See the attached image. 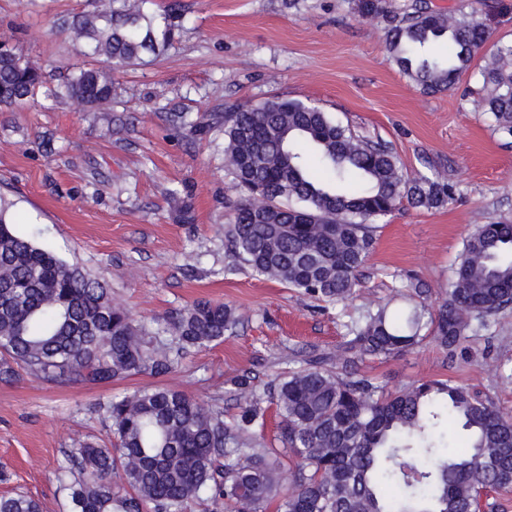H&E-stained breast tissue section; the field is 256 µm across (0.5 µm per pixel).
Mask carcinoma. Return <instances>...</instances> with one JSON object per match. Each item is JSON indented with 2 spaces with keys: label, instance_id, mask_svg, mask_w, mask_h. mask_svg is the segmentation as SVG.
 <instances>
[{
  "label": "carcinoma",
  "instance_id": "1",
  "mask_svg": "<svg viewBox=\"0 0 512 512\" xmlns=\"http://www.w3.org/2000/svg\"><path fill=\"white\" fill-rule=\"evenodd\" d=\"M147 0H104L93 11L57 19L99 67H74L48 84L9 37L0 38V107L80 101L112 124V81L121 68L157 54L173 38L145 9ZM385 23L386 49L399 71L428 93L453 89L488 40L472 15L410 0H360ZM448 43L445 58L430 53ZM474 109L512 136V41L481 71ZM224 125L225 169L240 190L226 235L235 259L253 273L332 303L356 296L375 223L402 201L448 203L440 173L411 175L382 141L362 139L320 108L271 99L233 104L211 118ZM512 308V221L476 224L435 305L388 313L370 304L332 372L313 357L267 391L237 382L240 413L230 422L175 387L138 389L103 405L113 447L70 450L77 476L61 479L70 512H183L190 500L224 501L225 512H480L482 496L512 487V415L450 380L414 382L388 392L359 373L367 357H389L430 340L448 356ZM232 308L198 301L171 321L183 348L221 339ZM37 379L110 383L146 370L166 372V347L112 302L98 277L70 266L30 236L15 233L0 203V375L12 364ZM276 407L279 441L294 459L288 485L280 458L256 444L262 404ZM0 512H41L25 494L0 497Z\"/></svg>",
  "mask_w": 512,
  "mask_h": 512
}]
</instances>
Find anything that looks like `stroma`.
I'll return each instance as SVG.
<instances>
[{"label":"stroma","mask_w":512,"mask_h":512,"mask_svg":"<svg viewBox=\"0 0 512 512\" xmlns=\"http://www.w3.org/2000/svg\"><path fill=\"white\" fill-rule=\"evenodd\" d=\"M149 0V12L175 25L172 43L114 77L111 127L73 103L40 101L21 112L0 108V197L14 228L34 235L66 263L104 280L112 300L151 336L197 300L230 306L223 339L173 351L165 374L142 373L109 384L49 382L17 368L0 377V496L24 493L42 512H69L59 477L67 452L85 441L113 442L104 404L141 388L170 385L201 399L224 420L239 412L235 383L256 389L312 356L336 366L349 328L370 302L396 311L413 303L411 283L427 302L446 297L451 265L473 225L512 219V138L463 99L480 71L512 41V0H430L471 13L490 39L456 89L420 91L392 62L383 25L354 0ZM98 0H0V33L36 64H89L56 16L94 9ZM274 98L311 103L365 139L389 143L408 172H443L456 188L441 208L401 204L374 231L362 286L329 305L234 262L224 230L238 197L224 170V129L194 132L175 112L215 113ZM191 220L181 221V205ZM512 308L475 326L455 356L431 343L363 374L395 389L448 378L488 394L512 411Z\"/></svg>","instance_id":"1"}]
</instances>
